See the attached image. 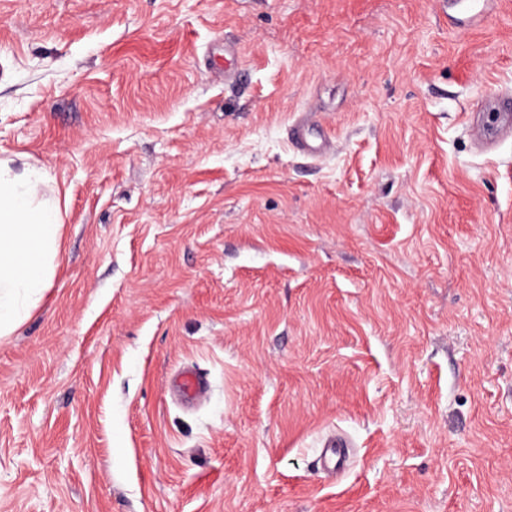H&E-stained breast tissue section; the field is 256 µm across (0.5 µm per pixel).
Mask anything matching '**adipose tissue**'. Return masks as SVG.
<instances>
[{
	"mask_svg": "<svg viewBox=\"0 0 512 512\" xmlns=\"http://www.w3.org/2000/svg\"><path fill=\"white\" fill-rule=\"evenodd\" d=\"M43 168L0 160V335L22 321L19 299L34 301L47 288L60 233L57 203L39 195Z\"/></svg>",
	"mask_w": 512,
	"mask_h": 512,
	"instance_id": "1",
	"label": "adipose tissue"
}]
</instances>
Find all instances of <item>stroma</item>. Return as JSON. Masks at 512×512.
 Here are the masks:
<instances>
[{
  "instance_id": "1",
  "label": "stroma",
  "mask_w": 512,
  "mask_h": 512,
  "mask_svg": "<svg viewBox=\"0 0 512 512\" xmlns=\"http://www.w3.org/2000/svg\"><path fill=\"white\" fill-rule=\"evenodd\" d=\"M459 17L0 0V158L62 224L0 337V512H512V134L472 135L512 0ZM205 385V380L198 373L183 369L179 371L174 380L176 392L185 401L195 400ZM346 444L342 440H336L323 448L321 453V466L324 470L336 471L346 459Z\"/></svg>"
}]
</instances>
